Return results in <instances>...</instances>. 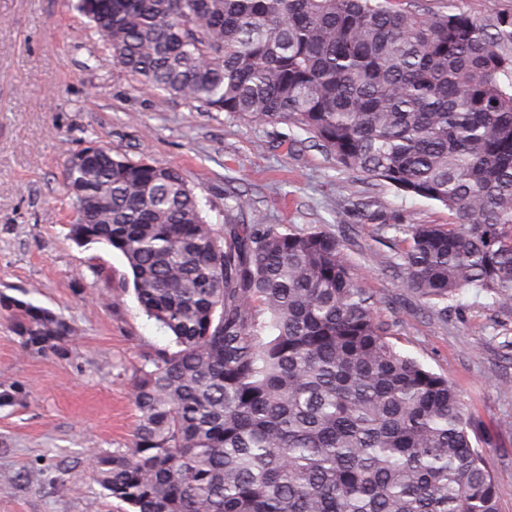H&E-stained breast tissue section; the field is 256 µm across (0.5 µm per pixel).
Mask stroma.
Returning a JSON list of instances; mask_svg holds the SVG:
<instances>
[{
	"label": "stroma",
	"mask_w": 512,
	"mask_h": 512,
	"mask_svg": "<svg viewBox=\"0 0 512 512\" xmlns=\"http://www.w3.org/2000/svg\"><path fill=\"white\" fill-rule=\"evenodd\" d=\"M77 0H0V294L62 314L63 356L29 351L0 310V512H125L88 477L93 451L121 448L138 412L131 386L169 332L141 310L115 251L69 238L68 152L92 140L113 154L182 171L216 230L276 224L327 230L377 301L397 350L447 376L480 423L499 512H512V318L472 290L439 314L403 287L409 224H445L441 204L337 167L288 122H251L141 84L112 61ZM412 11L512 12V0H403ZM387 230H379V219ZM68 468L71 483L60 482Z\"/></svg>",
	"instance_id": "obj_1"
}]
</instances>
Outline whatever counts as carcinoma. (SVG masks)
Segmentation results:
<instances>
[{
  "instance_id": "cac0c4a2",
  "label": "carcinoma",
  "mask_w": 512,
  "mask_h": 512,
  "mask_svg": "<svg viewBox=\"0 0 512 512\" xmlns=\"http://www.w3.org/2000/svg\"><path fill=\"white\" fill-rule=\"evenodd\" d=\"M112 60L208 112L289 121L336 165L437 201L403 287L439 312L472 289L512 316V12L401 0H77ZM101 150L65 166L71 239L118 250L174 337L134 380L129 443L90 458L132 512H498L478 422L396 350L336 237L226 224L181 172ZM24 348L64 355L61 315L0 296ZM270 332L265 340L263 335ZM0 389V407L24 397Z\"/></svg>"
}]
</instances>
